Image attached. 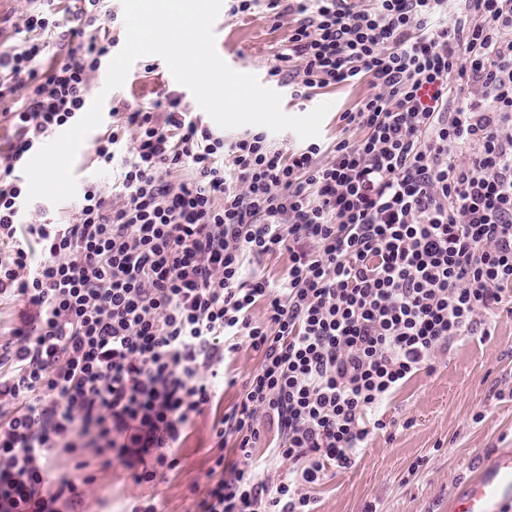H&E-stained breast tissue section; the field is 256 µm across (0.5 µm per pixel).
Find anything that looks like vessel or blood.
Here are the masks:
<instances>
[{
	"label": "vessel or blood",
	"instance_id": "obj_1",
	"mask_svg": "<svg viewBox=\"0 0 512 512\" xmlns=\"http://www.w3.org/2000/svg\"><path fill=\"white\" fill-rule=\"evenodd\" d=\"M512 489V452L498 454L470 479L457 496V512H500Z\"/></svg>",
	"mask_w": 512,
	"mask_h": 512
}]
</instances>
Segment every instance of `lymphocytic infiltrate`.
<instances>
[{"label":"lymphocytic infiltrate","instance_id":"f902f5d3","mask_svg":"<svg viewBox=\"0 0 512 512\" xmlns=\"http://www.w3.org/2000/svg\"><path fill=\"white\" fill-rule=\"evenodd\" d=\"M31 2L24 38L0 41V101L21 99L0 159V297L23 304L0 341V512H76L74 480L50 475L62 450L156 483L220 383L241 389L213 425L239 461L213 457L197 512H319L393 396L512 305V0H238L296 16L270 70L301 61L295 98L375 86L340 116L354 137L284 151L216 134L172 93L113 105L95 160L118 182L88 186L65 222L29 220L24 167L88 110L119 37L104 0ZM455 74L475 89L462 104ZM283 254L270 281L260 268ZM244 348L260 361L240 381L224 362Z\"/></svg>","mask_w":512,"mask_h":512}]
</instances>
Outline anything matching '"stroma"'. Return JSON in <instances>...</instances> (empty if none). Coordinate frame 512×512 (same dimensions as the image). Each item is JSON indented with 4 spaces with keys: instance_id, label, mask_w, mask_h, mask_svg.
<instances>
[{
    "instance_id": "35a3bbf8",
    "label": "stroma",
    "mask_w": 512,
    "mask_h": 512,
    "mask_svg": "<svg viewBox=\"0 0 512 512\" xmlns=\"http://www.w3.org/2000/svg\"><path fill=\"white\" fill-rule=\"evenodd\" d=\"M292 17L272 23L263 8L224 18V44L238 59L241 70L267 72L274 56L288 46ZM160 57L140 58L122 87L105 91L106 71L90 79L93 93L108 100L149 105L157 96L174 92L187 112L213 121L198 106L191 91L168 80ZM290 79L276 82L286 114L301 116L321 103H330L319 136L328 142L346 137L341 112L353 109L372 93L370 83L315 90L307 100L295 99L301 82L300 62L289 67ZM237 399L236 389L224 391L220 404L206 407L188 430L179 449V465L155 486L135 484L120 463L95 466L96 451L86 448L88 471L75 467L77 458L59 453L51 463L54 472L73 478L92 474L94 481L81 486L82 512H130L135 501L154 496L163 512H195L208 485L206 476L217 453L212 426L225 407ZM396 423L359 451L355 464L333 470L318 491L320 512H449L461 486L483 463L500 451L512 449V314L497 316L486 337L472 336L441 358L433 374H422L398 393L388 407Z\"/></svg>"
}]
</instances>
